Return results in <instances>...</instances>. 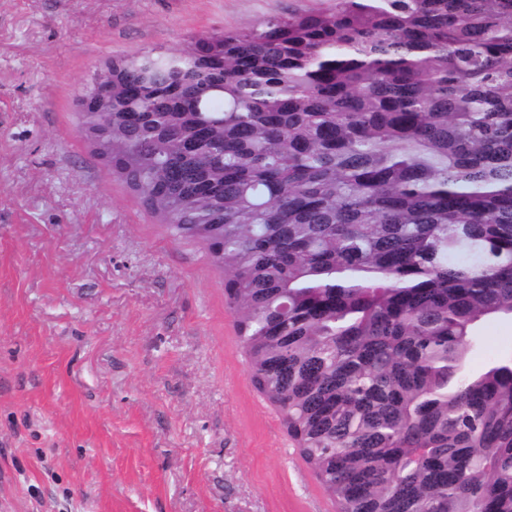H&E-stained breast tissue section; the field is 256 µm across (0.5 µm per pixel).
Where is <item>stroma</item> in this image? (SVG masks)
I'll return each mask as SVG.
<instances>
[{
	"mask_svg": "<svg viewBox=\"0 0 512 512\" xmlns=\"http://www.w3.org/2000/svg\"><path fill=\"white\" fill-rule=\"evenodd\" d=\"M334 0H0V512H338L251 382L224 273L78 130L112 58ZM465 368L512 355L483 320Z\"/></svg>",
	"mask_w": 512,
	"mask_h": 512,
	"instance_id": "stroma-1",
	"label": "stroma"
}]
</instances>
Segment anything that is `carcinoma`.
<instances>
[{
    "instance_id": "carcinoma-1",
    "label": "carcinoma",
    "mask_w": 512,
    "mask_h": 512,
    "mask_svg": "<svg viewBox=\"0 0 512 512\" xmlns=\"http://www.w3.org/2000/svg\"><path fill=\"white\" fill-rule=\"evenodd\" d=\"M91 150L204 243L339 512H512V0H336L112 59ZM478 339L472 347L465 369L478 372L494 357L512 355V318L496 316L483 320L477 328Z\"/></svg>"
}]
</instances>
